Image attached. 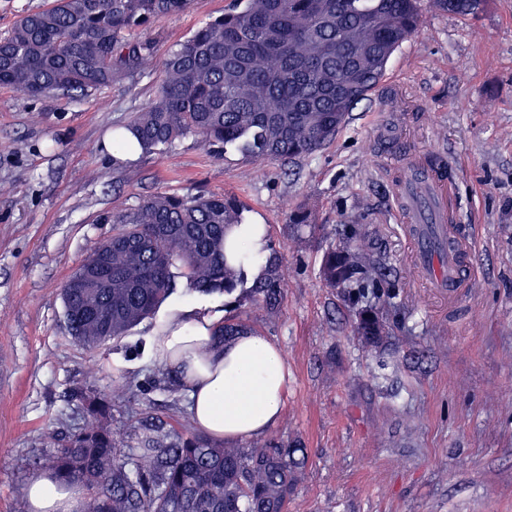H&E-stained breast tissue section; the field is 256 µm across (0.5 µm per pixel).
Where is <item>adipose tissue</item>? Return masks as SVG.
<instances>
[{
    "mask_svg": "<svg viewBox=\"0 0 512 512\" xmlns=\"http://www.w3.org/2000/svg\"><path fill=\"white\" fill-rule=\"evenodd\" d=\"M263 224H241L227 232L229 261H243L258 274L269 254ZM219 317L174 306L149 334V348L176 371L187 388L198 430L211 438L244 440L263 434L279 421L288 370L279 347L265 334L251 331L224 341ZM35 512H71L73 492L49 479H35L27 489Z\"/></svg>",
    "mask_w": 512,
    "mask_h": 512,
    "instance_id": "1",
    "label": "adipose tissue"
}]
</instances>
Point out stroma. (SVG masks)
<instances>
[{"instance_id":"1","label":"stroma","mask_w":512,"mask_h":512,"mask_svg":"<svg viewBox=\"0 0 512 512\" xmlns=\"http://www.w3.org/2000/svg\"><path fill=\"white\" fill-rule=\"evenodd\" d=\"M230 3L156 20V57ZM421 8L379 90L289 172L189 136L139 155L130 180L103 143L152 98L154 77L39 100L0 86V512H17L65 436L88 428L80 395L108 398L122 454L146 415L196 429L186 387L145 347L151 322L91 351L63 317L62 284L112 233L101 215L157 192L235 196L282 257L278 311L247 317L288 365L270 434L307 453L288 512H512V0L467 17ZM412 159L448 165L473 240L474 286L453 304L418 276L398 213ZM306 203L312 224L295 230ZM345 225L389 269V334L374 348L321 277Z\"/></svg>"}]
</instances>
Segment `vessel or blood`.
<instances>
[{
	"label": "vessel or blood",
	"instance_id": "b4317fda",
	"mask_svg": "<svg viewBox=\"0 0 512 512\" xmlns=\"http://www.w3.org/2000/svg\"><path fill=\"white\" fill-rule=\"evenodd\" d=\"M411 180L424 192L413 232L415 263L435 287L452 296L460 294L471 284L470 254L453 223L450 186L441 172L419 164L414 165Z\"/></svg>",
	"mask_w": 512,
	"mask_h": 512
}]
</instances>
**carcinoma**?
<instances>
[{
	"label": "carcinoma",
	"instance_id": "carcinoma-1",
	"mask_svg": "<svg viewBox=\"0 0 512 512\" xmlns=\"http://www.w3.org/2000/svg\"><path fill=\"white\" fill-rule=\"evenodd\" d=\"M191 0H49L23 13L0 35V85L33 99L88 94L158 67L150 103L128 125L144 154L194 136L221 155L235 148L259 163L284 165L332 142L351 112L387 74L393 53L418 29L420 0H235L153 63L141 34ZM460 16L468 0H433ZM247 208L222 195L157 192L103 221L112 236L80 270L105 288H86L72 274L63 284L65 325L95 349L152 318L180 287L202 295L237 294L235 307L282 300L276 248L248 278L229 264L226 229L247 223ZM321 275L332 288L366 304L356 310L364 347L385 335L380 284L387 269L346 237L324 257ZM250 326L240 314L219 328L224 340ZM92 425L71 433L56 454L57 486L89 490L83 512H287L304 460L276 438L259 445L215 443L199 433L174 438L164 421L145 420L131 455L116 453L107 403L84 398Z\"/></svg>",
	"mask_w": 512,
	"mask_h": 512
}]
</instances>
